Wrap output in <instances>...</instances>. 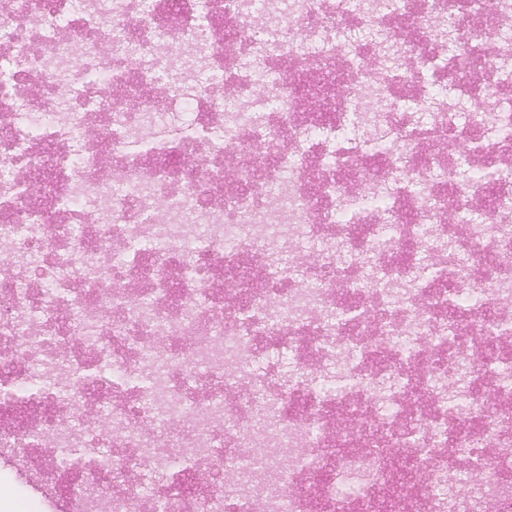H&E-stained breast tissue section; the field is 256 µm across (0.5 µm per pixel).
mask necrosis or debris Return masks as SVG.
<instances>
[{"mask_svg": "<svg viewBox=\"0 0 512 512\" xmlns=\"http://www.w3.org/2000/svg\"><path fill=\"white\" fill-rule=\"evenodd\" d=\"M511 38L512 0H0V447L117 449L81 512H512V176L459 173L512 156ZM173 422L213 478L143 491Z\"/></svg>", "mask_w": 512, "mask_h": 512, "instance_id": "necrosis-or-debris-1", "label": "necrosis or debris"}]
</instances>
